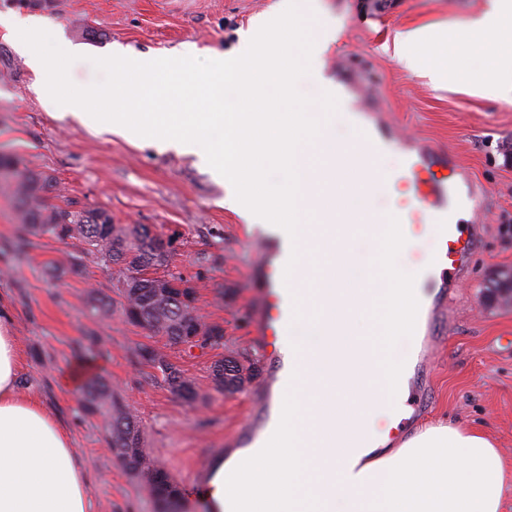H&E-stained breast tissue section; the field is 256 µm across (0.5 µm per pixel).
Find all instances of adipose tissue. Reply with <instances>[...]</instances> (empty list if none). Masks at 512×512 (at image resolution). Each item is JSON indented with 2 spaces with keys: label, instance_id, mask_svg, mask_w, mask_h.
<instances>
[{
  "label": "adipose tissue",
  "instance_id": "obj_1",
  "mask_svg": "<svg viewBox=\"0 0 512 512\" xmlns=\"http://www.w3.org/2000/svg\"><path fill=\"white\" fill-rule=\"evenodd\" d=\"M295 0L243 32L239 50L215 54L190 76L183 50L100 59L102 69L138 77L62 92L56 77L76 57L44 50L49 22L0 18L30 55L36 92L50 111L76 119L94 113L96 130L198 155L223 176L227 209L249 224H316L296 241L289 273L307 294L302 323L331 357L308 359L303 379L282 397L280 439L271 448L211 467L203 495L213 512H502L512 470L481 432L433 425L386 451L388 433L406 412L405 365L392 351L415 322L414 270L402 266L400 239L374 250L362 271L381 285L374 307L351 292L324 299L321 286L352 270V244L374 213L376 189L389 176L387 154L360 159L355 140L338 142L344 113L320 59L326 38L303 37ZM391 57L437 88L455 86L512 103V0H489L464 25L397 30ZM317 102L299 94L306 80ZM331 168L334 182L309 184ZM276 194L258 191L268 169ZM20 350L13 312L0 298V512H91L90 477L68 430L17 387Z\"/></svg>",
  "mask_w": 512,
  "mask_h": 512
}]
</instances>
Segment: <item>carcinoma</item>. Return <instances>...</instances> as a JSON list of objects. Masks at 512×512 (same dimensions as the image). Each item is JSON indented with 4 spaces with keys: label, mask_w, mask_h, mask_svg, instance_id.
Instances as JSON below:
<instances>
[{
    "label": "carcinoma",
    "mask_w": 512,
    "mask_h": 512,
    "mask_svg": "<svg viewBox=\"0 0 512 512\" xmlns=\"http://www.w3.org/2000/svg\"><path fill=\"white\" fill-rule=\"evenodd\" d=\"M56 190L57 182L53 177L20 169L16 160L0 156V194L11 201L15 221L26 232L14 241L12 250L23 251L29 245L30 235L48 234L60 241H79L83 245L82 255L69 258L64 270L80 275L85 270L86 259L107 271L118 267L114 288L120 297L122 317L126 319L137 311L140 314L138 325L147 337H161L171 346L180 345L178 327L182 301L156 295L146 281L137 278L143 271L165 266L164 259L155 252V235L151 230L144 224L132 229L104 224L99 221L104 210L99 208L78 209L70 203L64 207L55 205L49 199ZM87 304L94 316L112 315V297L96 289L89 290ZM136 354L161 371L172 394L177 396L187 389L188 399L195 398L192 383L157 349L142 344ZM253 376V367L245 366L232 356L217 359L211 366L215 386L229 392L240 390ZM80 404L84 413L102 419L112 453L124 459V466L132 476L138 478L143 470L154 468L156 480L145 486L151 497L168 504L171 495H179L177 486L164 471L154 466L143 450L139 421L122 404L111 383L100 377L89 379L84 384Z\"/></svg>",
    "instance_id": "obj_1"
}]
</instances>
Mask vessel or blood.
<instances>
[{
  "label": "vessel or blood",
  "mask_w": 512,
  "mask_h": 512,
  "mask_svg": "<svg viewBox=\"0 0 512 512\" xmlns=\"http://www.w3.org/2000/svg\"><path fill=\"white\" fill-rule=\"evenodd\" d=\"M346 118L358 127L360 148L366 158L389 150L404 152V165L392 174L388 186L407 188L414 201L401 223L368 225V236L375 244L383 245L407 236L410 225H425L439 240L441 249L415 274L420 295L428 297L447 287H459L476 252L477 227L467 223L465 217L482 212L485 188L462 174L447 149L424 151L416 148L414 140L399 137L371 105L354 109ZM252 246L250 286L256 307L251 333L264 362L273 369L252 393V405L265 414V423L244 428L243 444L255 448L266 427L274 423L281 395L296 387L301 377L300 369L288 359L283 338L299 319L302 290L288 277L292 246L281 233L260 230Z\"/></svg>",
  "instance_id": "vessel-or-blood-1"
}]
</instances>
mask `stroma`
<instances>
[{"mask_svg":"<svg viewBox=\"0 0 512 512\" xmlns=\"http://www.w3.org/2000/svg\"><path fill=\"white\" fill-rule=\"evenodd\" d=\"M278 0H0V14L44 16L57 26L49 47H78L82 57L60 79L70 90L112 83L100 57L121 50L133 55L196 47L190 74L203 73L217 53L237 48L242 31ZM298 5L306 29L338 28L323 53L322 72L342 71L359 81L360 101L379 102L386 122L402 137L449 149L462 172L490 195L481 216L482 250L469 280L460 285L454 319L422 385L423 410L390 432L391 447L440 421L486 435L512 468V299L493 297L490 285L512 271V104L460 92H437L427 80L397 67L381 49L399 28L458 26L480 13L487 0H317ZM37 75L16 38L0 27V154L20 167L52 175L55 204L102 207L118 224H145L173 241L166 269L197 288L204 320L220 325L224 344L188 350L165 340H146L120 314L102 319L87 310V292L112 290V279L95 264L81 276L50 274L52 264L80 252L78 241L31 238L24 252L9 245L20 233L10 200L0 195V296L15 317L22 352L19 388L35 396L70 431L75 452L91 477L92 512H161L142 482L130 475L107 446L99 418L85 415L79 395L64 392L61 375L80 362L90 375L115 388L141 422L143 446L155 463L186 488L200 464L244 426L251 413L246 390H217L210 367L232 355L256 362L249 328L253 231L222 204L224 183L189 154L161 151L122 136L96 134L79 120L45 109L34 86ZM97 331L103 352L89 357L79 345ZM151 343L188 378L193 400L174 396L151 365L135 355Z\"/></svg>","mask_w":512,"mask_h":512,"instance_id":"35a3bbf8","label":"stroma"}]
</instances>
